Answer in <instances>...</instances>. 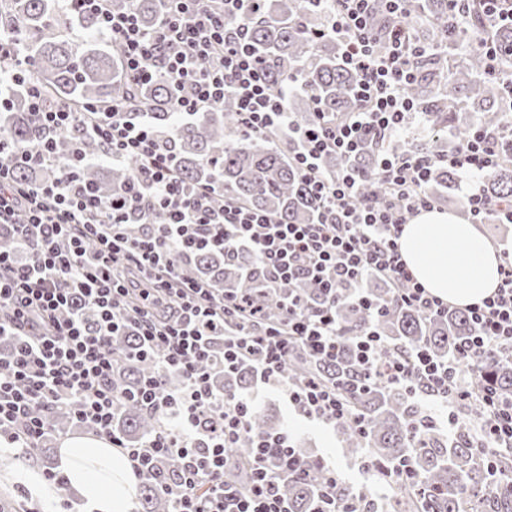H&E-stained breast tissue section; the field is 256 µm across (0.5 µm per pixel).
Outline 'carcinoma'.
I'll return each instance as SVG.
<instances>
[{"label": "carcinoma", "mask_w": 512, "mask_h": 512, "mask_svg": "<svg viewBox=\"0 0 512 512\" xmlns=\"http://www.w3.org/2000/svg\"><path fill=\"white\" fill-rule=\"evenodd\" d=\"M485 0H468L466 25L461 28L449 10L448 0H413L404 13H390L383 3L375 2L370 24L379 39L397 26H407L421 45H434L437 53H427L415 61V78L406 89L415 110L430 136L415 148L434 158L429 188L443 202L459 190L456 174L439 162L444 155L442 138L452 135V149H461L479 127L496 128L505 124V99L512 89V23L488 16ZM165 0H112L115 11L132 10L146 29L154 28L165 10ZM322 12L312 10L304 0H272L260 5L251 16L230 15L225 24L230 31L241 30L257 54L271 63L268 69L273 89L288 92L285 103L298 128L312 120L319 109L331 120L341 119L355 110L354 87L358 75L342 61L341 48L332 37L316 39L313 33L324 26ZM81 29L83 38L75 42L67 28ZM12 40L18 59L27 60L35 78L53 99L94 106L134 94L147 114L132 119L149 120L162 139L173 137L180 177L189 186L215 181L212 197L217 207L231 197L268 213L280 224H311L320 214L319 201L309 191L291 156L299 142L275 136L259 138L242 133L234 100L201 112L183 123L173 111V102L190 92L187 86L173 85L166 77L132 89L124 77L123 56L119 45L103 36L96 17L74 13L62 0H10L0 9V32ZM496 51V74L489 73L485 53ZM0 137L9 143L35 151L39 137L33 128L23 88L18 80L0 76ZM56 155L65 159L75 148L95 156L103 146L86 138L63 134L56 138ZM382 140L369 136L350 166L361 180L357 202L387 201L375 178V160ZM140 161L128 156L119 162L88 165L78 170L79 179L95 186L109 200L122 194L138 174ZM15 177L24 182L43 181L58 174L54 167L32 169L14 167ZM482 193L496 203L512 201V162L507 161L487 175ZM152 227L138 213H128L123 228L129 239L145 236ZM0 251L15 255L20 246L11 228L0 230ZM185 272L216 289L235 290L260 307L263 320L278 323L282 319V301L296 295L314 310L326 301L325 295L307 280L299 278L280 288L267 285L260 275L257 260L241 249L230 257L220 251H204L185 262ZM371 304L382 315L369 316L357 299L347 291L336 302V323L345 347L335 361L321 362L297 346L286 366L288 381L299 383L311 378L336 384L349 403V417L336 424L345 454L367 457L376 471L386 477L404 467L411 479L395 483L382 512H512V484L504 476L512 474V460L502 456L497 467L482 460L472 439L479 424L480 407L471 404L467 417L459 421L451 436L441 433L425 420L415 402L419 385L380 383L362 391V372L355 361L354 341L362 331L372 328L385 342L384 356L390 358L405 351L428 350L438 361L453 356L456 349L477 327L469 316L457 310L432 316L407 307L395 297L393 286L384 279L368 275L361 285ZM134 331L127 329L112 337L115 353L114 377L128 392H136L142 378L163 374L171 389L182 386L181 376L172 370L160 372L156 361L130 358L137 351ZM223 344L212 342L213 356L208 369L217 391L228 396L238 394L250 384L253 368L240 366L224 372ZM482 374L503 395H512V365L478 358L471 369L457 376L459 390L471 389L470 371ZM361 421L358 428L355 421ZM74 425L67 408L44 415V435L39 446L31 449L42 454L56 436ZM119 435L128 444L150 438L159 428V419L146 412L135 399L122 401L114 420ZM280 420L256 409L247 429L234 447L228 449L224 467L225 486L242 488L249 482L245 464L250 460L251 435L278 433ZM305 474L281 484L287 512H328L331 505L319 497L325 478L323 463L309 453L297 450ZM174 496L161 490L156 480L143 483L136 512H173Z\"/></svg>", "instance_id": "obj_1"}]
</instances>
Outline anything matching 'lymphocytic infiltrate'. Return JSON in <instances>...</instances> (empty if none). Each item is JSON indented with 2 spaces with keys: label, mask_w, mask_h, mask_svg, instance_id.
Instances as JSON below:
<instances>
[{
  "label": "lymphocytic infiltrate",
  "mask_w": 512,
  "mask_h": 512,
  "mask_svg": "<svg viewBox=\"0 0 512 512\" xmlns=\"http://www.w3.org/2000/svg\"><path fill=\"white\" fill-rule=\"evenodd\" d=\"M259 2L168 0L166 14L151 30L134 12L114 11L110 0H76V7L95 14L102 31L120 44L128 80L147 84L162 73L175 85L190 86V94L173 104L180 118L195 117L230 97L248 132L295 130L300 148L293 161L321 204L318 222L280 224L234 199L214 209V184L186 186L174 154L150 122L128 120L138 109L135 102H115L97 121L91 108L50 104L32 76L25 93L40 147L19 152V160L40 167L55 162L57 135L71 132L100 141L112 160L137 157L139 176L131 193L105 202L76 176L84 156L59 163V175L45 184L18 181L11 166L0 164V224L15 225L28 253L20 262L0 252V336L14 342L8 355H0V434L18 447H34L43 435L44 413L71 407L85 429L124 448L138 477L159 462L176 467L175 512H286L277 479L303 472L287 433L259 434L253 439L247 488L225 487L226 450L238 441L255 402L213 391L206 368L213 337L224 341L225 369L252 362L263 383L284 384L295 410L333 424L348 416L339 387L315 380L287 383L285 368L297 343L319 360L339 356V289L359 294L366 275H380L397 287L406 306L430 314L449 309L413 278L398 247L403 224L433 206L425 189L431 159L412 149L382 153L375 173L391 198L384 205L356 204L360 186L353 170L329 176L321 169L329 154L350 160L366 136L405 131L415 108L404 90L425 47L401 26L391 30L387 48L378 49L367 24L372 0H308L324 11L325 35L343 44L342 59L359 76L357 107L343 121L314 113L308 126L297 129L268 81L263 59L244 35L224 28L226 15L257 12ZM507 157L512 158V124L477 130L443 162L481 178ZM134 208L146 218L162 209L167 221L143 238L128 240L121 228ZM242 248L258 258L271 284L309 279L323 289L326 306L314 312L303 299L289 297L283 305L287 333L274 327L252 332L258 317L252 303L231 294L214 299L183 270L185 259L196 252ZM81 303L96 308V320L78 312ZM163 303L178 308L176 318L165 324L154 315ZM466 312L478 333L461 346L460 357L492 355L512 364L511 258L500 267L495 294ZM133 320L140 326V356L179 372L183 385L172 390L156 377L143 382L136 397L162 425L153 438L128 448L113 428L123 393L112 383L111 338ZM355 353L368 382L416 380L432 402L462 409L466 397L454 389L456 361L436 362L423 349L385 361L382 340L373 330L357 336ZM476 392L483 408L476 444L493 465L512 453V398L487 383L477 384Z\"/></svg>",
  "instance_id": "f902f5d3"
}]
</instances>
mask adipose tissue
<instances>
[{"label": "adipose tissue", "instance_id": "adipose-tissue-1", "mask_svg": "<svg viewBox=\"0 0 512 512\" xmlns=\"http://www.w3.org/2000/svg\"><path fill=\"white\" fill-rule=\"evenodd\" d=\"M398 243L417 281L448 304L467 307L492 295L498 286L500 251L455 213H419L403 225ZM58 464L79 497L80 512H133L137 478L129 461L107 439L65 440Z\"/></svg>", "mask_w": 512, "mask_h": 512}]
</instances>
